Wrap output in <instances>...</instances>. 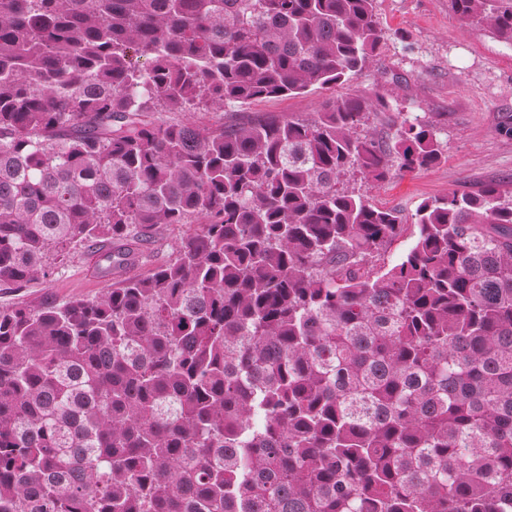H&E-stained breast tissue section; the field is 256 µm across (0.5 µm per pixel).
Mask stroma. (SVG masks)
I'll return each mask as SVG.
<instances>
[{"instance_id":"obj_1","label":"stroma","mask_w":512,"mask_h":512,"mask_svg":"<svg viewBox=\"0 0 512 512\" xmlns=\"http://www.w3.org/2000/svg\"><path fill=\"white\" fill-rule=\"evenodd\" d=\"M376 10L388 37L371 68L341 91L384 95L387 108L368 123L381 144L393 142L402 117L417 115L431 125L442 157L430 168L402 173L379 188L357 177L351 186L377 206L398 209L409 226L423 199L453 191L474 193L490 182L512 191V137L500 130L512 117V45L488 28L461 19L450 0H376ZM327 97V92L317 91L257 101L237 110L228 106L223 114L310 119ZM191 231L188 224L159 228L152 242L140 246L139 259L125 269V277L147 275L171 261ZM95 255L94 248L76 245L49 279L1 285L0 309L95 296L106 286Z\"/></svg>"}]
</instances>
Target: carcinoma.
<instances>
[{
    "mask_svg": "<svg viewBox=\"0 0 512 512\" xmlns=\"http://www.w3.org/2000/svg\"><path fill=\"white\" fill-rule=\"evenodd\" d=\"M512 45V0H451ZM376 0H0V282L197 224L137 279L0 309V512H512V195L400 212L343 187L436 164L379 93L215 127L145 112L329 91Z\"/></svg>",
    "mask_w": 512,
    "mask_h": 512,
    "instance_id": "obj_1",
    "label": "carcinoma"
}]
</instances>
